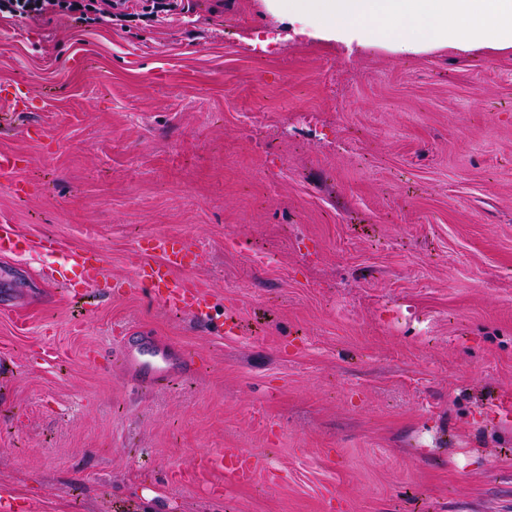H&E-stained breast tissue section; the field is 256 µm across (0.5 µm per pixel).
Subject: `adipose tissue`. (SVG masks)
Returning a JSON list of instances; mask_svg holds the SVG:
<instances>
[{
    "label": "adipose tissue",
    "mask_w": 512,
    "mask_h": 512,
    "mask_svg": "<svg viewBox=\"0 0 512 512\" xmlns=\"http://www.w3.org/2000/svg\"><path fill=\"white\" fill-rule=\"evenodd\" d=\"M300 34L404 55L448 46L512 48V0H263Z\"/></svg>",
    "instance_id": "adipose-tissue-1"
}]
</instances>
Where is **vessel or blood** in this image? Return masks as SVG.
<instances>
[{
  "label": "vessel or blood",
  "mask_w": 512,
  "mask_h": 512,
  "mask_svg": "<svg viewBox=\"0 0 512 512\" xmlns=\"http://www.w3.org/2000/svg\"><path fill=\"white\" fill-rule=\"evenodd\" d=\"M0 253H34L54 256L59 260L60 270L80 268L90 280L105 275L104 259L101 255L84 249L66 247L49 236L31 238L13 231L10 225H0ZM194 254L188 247L167 238H155L150 250L140 252L136 270L140 281L166 306L189 311L199 318L209 316L208 293L203 282L190 277H173L176 267L187 268L193 263ZM120 359L127 376L138 385L154 386L169 381L172 377L187 374L193 367L191 361L173 354L155 337L145 336L139 348L126 347L120 351ZM200 465L209 469L224 467L227 478L238 482L250 481L256 474L257 462L247 455H205Z\"/></svg>",
  "instance_id": "b4317fda"
}]
</instances>
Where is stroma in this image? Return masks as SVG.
Here are the masks:
<instances>
[{"label": "stroma", "mask_w": 512, "mask_h": 512, "mask_svg": "<svg viewBox=\"0 0 512 512\" xmlns=\"http://www.w3.org/2000/svg\"><path fill=\"white\" fill-rule=\"evenodd\" d=\"M184 4L0 20V85L34 106L0 98V217L107 258L93 283L0 255V499L512 512V49H349L262 0ZM158 235L194 243L210 321L133 284ZM128 328L194 371L136 387ZM226 450L253 481L198 470ZM103 4V8H96L95 9V17H86V22L88 23H99L100 21H103V18H107L108 22L112 23V16H114L117 20L121 21V18H129L131 16L139 15L138 13H131L126 12L129 9V6L127 5L128 2H133L130 0H101ZM113 10V12H112ZM116 10V12H114ZM99 14L100 16H97ZM135 2H142L143 12L141 15H147L157 23H163L171 19L174 11L177 10L179 5L171 0H137ZM149 3V4H148Z\"/></svg>", "instance_id": "obj_1"}]
</instances>
